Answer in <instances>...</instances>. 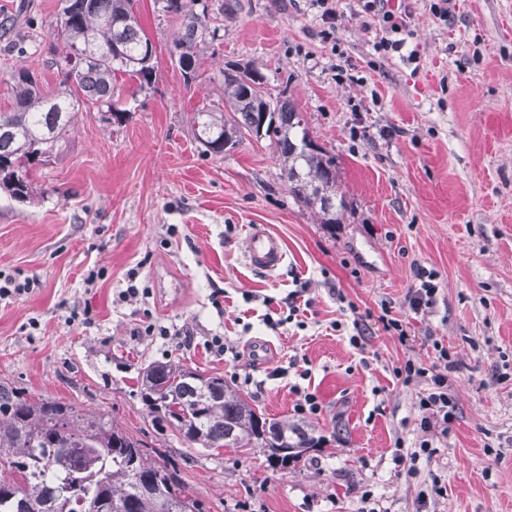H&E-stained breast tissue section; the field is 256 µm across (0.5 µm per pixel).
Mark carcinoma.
<instances>
[{"label": "carcinoma", "instance_id": "obj_1", "mask_svg": "<svg viewBox=\"0 0 512 512\" xmlns=\"http://www.w3.org/2000/svg\"><path fill=\"white\" fill-rule=\"evenodd\" d=\"M179 21L171 59L184 84L198 77L199 50L218 33L207 0H163ZM57 35L61 56L51 60L63 80L43 92L23 70L13 75L10 107L0 112V191L26 203L33 177L66 142L75 108L89 101L120 124L130 109L117 76L142 90L155 83L145 60L150 39L133 0H61ZM256 64L224 68V109L202 106L191 126L203 153L221 155L244 138L275 145L281 175L292 197L322 224L339 223L336 157L311 139L291 97L267 95ZM140 398L149 414L168 422L194 448H260L270 465L300 461L322 438L286 419L257 412L222 376L204 377L172 362H150L141 371ZM52 469L53 480L39 474ZM203 512L186 494L176 467L159 463L142 441L105 412L34 395L0 381V512Z\"/></svg>", "mask_w": 512, "mask_h": 512}]
</instances>
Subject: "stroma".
Listing matches in <instances>:
<instances>
[{
	"label": "stroma",
	"instance_id": "stroma-1",
	"mask_svg": "<svg viewBox=\"0 0 512 512\" xmlns=\"http://www.w3.org/2000/svg\"><path fill=\"white\" fill-rule=\"evenodd\" d=\"M239 2L187 85L169 55L176 22L162 0H135L157 47L155 84L119 125L81 106L33 202L0 193V269L40 283L0 301V381L108 411L167 452L205 512H357L366 496L374 512H512V0H451L445 21L430 0H402L410 35L386 56L357 0H339L332 43L309 0ZM59 9L0 0L14 19L0 36L1 105L21 69L58 89L47 60L61 49ZM229 63L259 65L268 95H291L310 138L335 155L340 223L294 201L268 140L204 154L188 119L223 107ZM342 67L356 83L337 81ZM252 224L283 243L273 274L245 261ZM420 266L438 274L424 315L406 302ZM94 267L105 276L89 288ZM133 269L149 297L120 301ZM299 285L312 300L306 326L280 325ZM87 303L94 321L70 322ZM386 308L408 340L376 323L353 348L355 315ZM337 320L343 331L331 329ZM149 325L155 335H140ZM214 336L241 359L211 352ZM436 340L453 361L456 419L412 475L395 457L420 435L418 391L393 369L431 365ZM154 361L249 376L241 392L269 418L295 419L296 389L315 393L322 409L303 423L326 441L285 470L256 449L189 447L140 400L139 372Z\"/></svg>",
	"mask_w": 512,
	"mask_h": 512
}]
</instances>
